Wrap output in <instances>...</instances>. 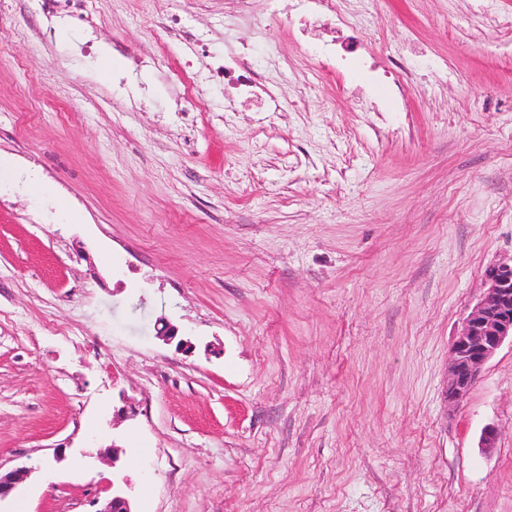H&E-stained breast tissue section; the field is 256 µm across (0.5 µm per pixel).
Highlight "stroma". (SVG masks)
I'll return each mask as SVG.
<instances>
[{"mask_svg":"<svg viewBox=\"0 0 512 512\" xmlns=\"http://www.w3.org/2000/svg\"><path fill=\"white\" fill-rule=\"evenodd\" d=\"M336 8L337 41L396 67L393 111L269 0H87L83 25L0 0V469L32 470L0 512L120 486L133 512H512V344L445 396L484 271L512 260V0ZM175 13L204 39L186 114ZM244 45L275 109L209 75Z\"/></svg>","mask_w":512,"mask_h":512,"instance_id":"1","label":"stroma"}]
</instances>
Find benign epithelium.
I'll return each mask as SVG.
<instances>
[{
	"label": "benign epithelium",
	"instance_id": "obj_1",
	"mask_svg": "<svg viewBox=\"0 0 512 512\" xmlns=\"http://www.w3.org/2000/svg\"><path fill=\"white\" fill-rule=\"evenodd\" d=\"M508 339L512 340V263H500L486 268L483 296L470 308L454 337L448 362V405L468 395L487 362ZM30 472L27 467L0 472V499L8 497ZM95 512H132L130 499L118 491Z\"/></svg>",
	"mask_w": 512,
	"mask_h": 512
}]
</instances>
